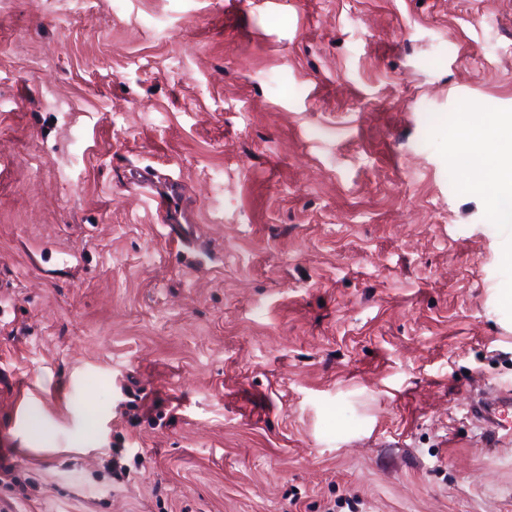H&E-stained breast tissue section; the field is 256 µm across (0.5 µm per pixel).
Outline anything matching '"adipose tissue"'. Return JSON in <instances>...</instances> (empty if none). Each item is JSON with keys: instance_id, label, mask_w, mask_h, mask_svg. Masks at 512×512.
Returning <instances> with one entry per match:
<instances>
[{"instance_id": "1", "label": "adipose tissue", "mask_w": 512, "mask_h": 512, "mask_svg": "<svg viewBox=\"0 0 512 512\" xmlns=\"http://www.w3.org/2000/svg\"><path fill=\"white\" fill-rule=\"evenodd\" d=\"M452 134L471 166L463 171L465 185L472 190L487 189L493 198L512 197V167L502 162L512 153V120L489 122L479 126L458 119Z\"/></svg>"}]
</instances>
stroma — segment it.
I'll return each instance as SVG.
<instances>
[{
	"label": "stroma",
	"mask_w": 512,
	"mask_h": 512,
	"mask_svg": "<svg viewBox=\"0 0 512 512\" xmlns=\"http://www.w3.org/2000/svg\"><path fill=\"white\" fill-rule=\"evenodd\" d=\"M461 112L512 0H0V512H512ZM512 403L511 389L499 392L493 401L479 399L472 411V416L479 422V426L490 432L494 442L498 445L510 446L512 443L511 429L505 428L497 421V414L500 408L508 407ZM506 431L505 433H500Z\"/></svg>",
	"instance_id": "1"
}]
</instances>
